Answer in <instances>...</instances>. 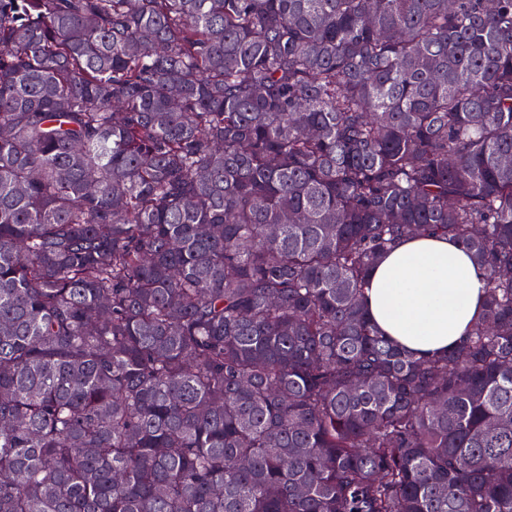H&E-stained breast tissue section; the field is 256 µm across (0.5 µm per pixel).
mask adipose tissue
I'll return each instance as SVG.
<instances>
[{"instance_id":"adipose-tissue-1","label":"adipose tissue","mask_w":512,"mask_h":512,"mask_svg":"<svg viewBox=\"0 0 512 512\" xmlns=\"http://www.w3.org/2000/svg\"><path fill=\"white\" fill-rule=\"evenodd\" d=\"M485 275L452 239L419 233L398 243L375 267L365 291L370 317L406 349L448 350L483 314Z\"/></svg>"}]
</instances>
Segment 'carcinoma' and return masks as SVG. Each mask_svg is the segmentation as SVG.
<instances>
[{"label": "carcinoma", "instance_id": "carcinoma-1", "mask_svg": "<svg viewBox=\"0 0 512 512\" xmlns=\"http://www.w3.org/2000/svg\"><path fill=\"white\" fill-rule=\"evenodd\" d=\"M506 156L512 0H0V512H512ZM485 275L458 243L419 233L375 267L365 304L381 332L422 356L448 350L483 314Z\"/></svg>", "mask_w": 512, "mask_h": 512}]
</instances>
